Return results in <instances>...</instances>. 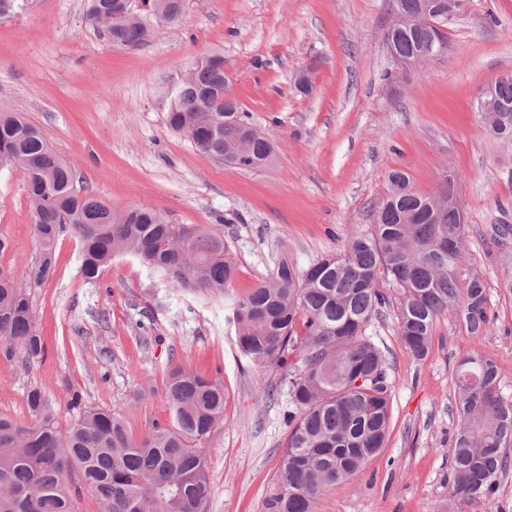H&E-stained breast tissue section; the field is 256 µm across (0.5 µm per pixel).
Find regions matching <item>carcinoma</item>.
<instances>
[{"mask_svg": "<svg viewBox=\"0 0 512 512\" xmlns=\"http://www.w3.org/2000/svg\"><path fill=\"white\" fill-rule=\"evenodd\" d=\"M126 10L120 0H89L90 19L115 46L148 42L161 25L181 19L177 0H142ZM27 0H0V20L25 10ZM406 54L427 43L444 53L448 31L426 24L386 34ZM224 56L188 72L171 100L167 120L203 156L253 169L271 146L253 133L248 113L225 123ZM476 112L493 137L512 140V72L501 75ZM26 176L39 258L19 284L0 271V353L33 365L44 346L35 326L31 289L54 274L53 248L65 233L83 244L82 271L100 277L112 258L131 253L174 286L214 295L236 276L224 257L217 229L169 224L152 209L129 204L114 209L75 187L74 171L47 135L23 114L0 109V167ZM385 199L374 224L350 237L344 249L300 271L279 262L270 278L233 309L240 353L260 370L280 374L295 406L266 512H317L325 492L349 478L385 447L391 389L381 350L366 332L383 316L388 296L381 281L398 288L397 333L422 361L438 317L453 310L473 340L489 332L484 280L460 281L464 225L459 213L441 217L416 192L406 173L388 174ZM453 382L460 425L452 444L451 494L493 505L499 477L512 467V401L499 392L497 366L476 351L460 362ZM168 421L133 437L127 418L110 410L82 408L66 425L45 412V390L28 393L34 421L0 416V512H77L76 496L89 492L100 512H207L211 496L204 441L224 420V386L192 370L169 374Z\"/></svg>", "mask_w": 512, "mask_h": 512, "instance_id": "cac0c4a2", "label": "carcinoma"}]
</instances>
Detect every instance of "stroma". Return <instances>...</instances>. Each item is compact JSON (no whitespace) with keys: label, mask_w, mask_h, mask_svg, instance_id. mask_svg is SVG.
<instances>
[{"label":"stroma","mask_w":512,"mask_h":512,"mask_svg":"<svg viewBox=\"0 0 512 512\" xmlns=\"http://www.w3.org/2000/svg\"><path fill=\"white\" fill-rule=\"evenodd\" d=\"M391 0H188L181 21L135 48L113 46L87 17V0H29L0 21V106L41 127L98 200L147 206L169 223L217 228L238 269L221 295L172 287L135 256L113 259L95 282L70 236L54 248L55 274L35 289L45 358L32 367L0 355V415L28 424L29 389L47 390L60 419L83 406L129 417L135 438L169 417L168 374L190 368L224 386V422L206 439L209 512H264L294 406L279 375L251 367L236 346L235 302L287 258L306 269L367 229L391 170L433 194L453 178L465 216L462 277L490 297L481 343L454 311L437 319L426 360L397 334L393 311L367 330L387 360L392 391L385 448L328 489L318 512H486L449 495L459 420L452 381L474 352L494 359L512 400V141L490 137L474 109L479 92L512 71V0H466L448 26L451 48L399 69L385 34ZM224 76L273 159L238 169L202 156L167 122L170 96L205 56ZM324 61L312 95L295 79ZM0 272L22 278L38 254L26 179L0 169Z\"/></svg>","instance_id":"stroma-1"}]
</instances>
